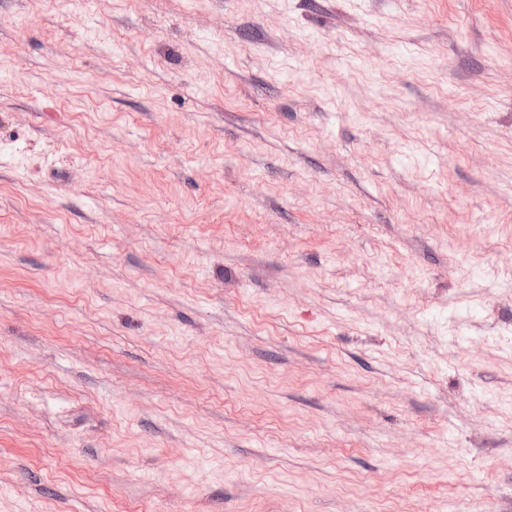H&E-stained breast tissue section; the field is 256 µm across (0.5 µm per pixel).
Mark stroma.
<instances>
[{
    "label": "stroma",
    "instance_id": "35a3bbf8",
    "mask_svg": "<svg viewBox=\"0 0 512 512\" xmlns=\"http://www.w3.org/2000/svg\"><path fill=\"white\" fill-rule=\"evenodd\" d=\"M0 512H512V0H0Z\"/></svg>",
    "mask_w": 512,
    "mask_h": 512
}]
</instances>
